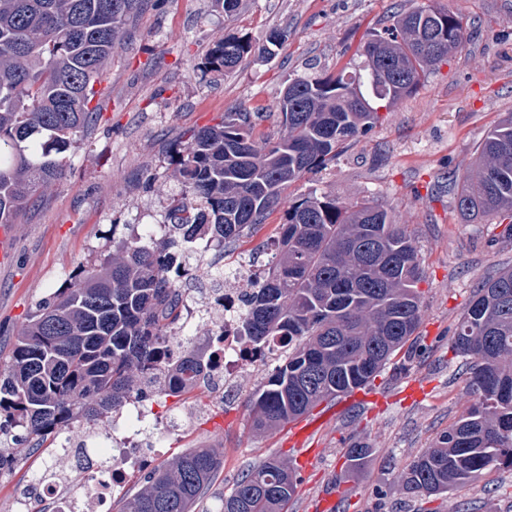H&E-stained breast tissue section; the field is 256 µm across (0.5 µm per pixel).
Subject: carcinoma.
Wrapping results in <instances>:
<instances>
[{"mask_svg":"<svg viewBox=\"0 0 512 512\" xmlns=\"http://www.w3.org/2000/svg\"><path fill=\"white\" fill-rule=\"evenodd\" d=\"M140 0H0V224H22L65 176L61 155L77 147L100 113L96 85ZM451 8L420 3L363 45L353 71L292 79L280 101L287 134L257 131L258 113H224L193 130L171 157L180 192L161 238L112 239L73 280L38 303L8 351L0 350V472L21 454L37 465L15 485V503L46 512L36 490L64 462L59 438L97 433L131 393L179 397L207 358L187 346L177 366L154 362L183 320V281L224 285L196 241L221 244L267 224L283 190L336 160L372 132L379 111L413 93L424 72L449 62L463 42ZM257 48L227 39L205 60L234 70ZM448 190L466 220H488L512 237V113L487 133ZM261 252L270 255L246 300L241 335L254 349L288 348L247 400L252 427L271 431L373 382L416 335L424 272L407 225L369 200L342 203L310 193L289 206ZM451 349L470 359L473 402L405 469L412 497L436 496L486 471L512 469V269L485 277L458 319ZM371 448L347 451L355 469ZM224 469L213 448L189 446L142 472L140 489L114 512H199ZM295 471L269 457L236 480L217 512H284Z\"/></svg>","mask_w":512,"mask_h":512,"instance_id":"obj_1","label":"carcinoma"}]
</instances>
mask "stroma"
<instances>
[{"label": "stroma", "mask_w": 512, "mask_h": 512, "mask_svg": "<svg viewBox=\"0 0 512 512\" xmlns=\"http://www.w3.org/2000/svg\"><path fill=\"white\" fill-rule=\"evenodd\" d=\"M462 16L464 43L447 65L428 70L416 90L392 104L381 125L319 172L282 194L291 205L312 191L353 203L374 199L411 230L424 270L422 321L411 359L392 357L376 377L374 404L337 398L320 432V453L296 473L288 512L322 491L339 492L336 512H512V471L492 470L430 499L408 496L401 475L471 401L464 357L450 348L455 324L481 278L512 268V238L501 226L467 222L454 208L448 173L463 169L487 130L512 112V0H435ZM415 0H240L234 15L212 0H144L112 50L102 84L101 118L66 153V177L14 234L13 260L0 267V345L14 342L26 314L63 285L76 265L104 249L111 233L164 223L180 185L168 162L189 130L227 112L265 113L263 131L282 135L279 102L291 79L316 68L361 66L358 47L370 30L390 27ZM286 31L274 54H254L233 72L204 71L210 50L243 37L263 46ZM263 373L243 371L224 397L196 391L167 405L191 415V439L171 435L155 464L188 441L223 454L213 496L228 493L251 466L271 456L293 461L287 428L252 429L244 402ZM372 450L358 471L347 449Z\"/></svg>", "instance_id": "stroma-1"}]
</instances>
